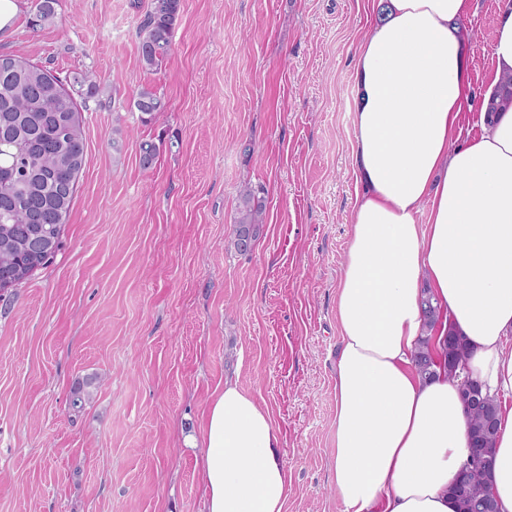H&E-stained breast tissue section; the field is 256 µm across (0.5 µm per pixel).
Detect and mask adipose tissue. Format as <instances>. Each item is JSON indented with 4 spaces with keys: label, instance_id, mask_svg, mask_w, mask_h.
<instances>
[{
    "label": "adipose tissue",
    "instance_id": "adipose-tissue-1",
    "mask_svg": "<svg viewBox=\"0 0 512 512\" xmlns=\"http://www.w3.org/2000/svg\"><path fill=\"white\" fill-rule=\"evenodd\" d=\"M354 57L355 173L336 288L332 483L343 512H456L449 493L466 461L459 378L431 379L412 355L429 288L441 345H470L465 372L504 397L491 491L512 512V104L459 145L469 89L461 24L471 0H381ZM512 73V0L492 39ZM207 512H285L288 474L266 408L225 382L201 428Z\"/></svg>",
    "mask_w": 512,
    "mask_h": 512
}]
</instances>
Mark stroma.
Returning a JSON list of instances; mask_svg holds the SVG:
<instances>
[{
  "instance_id": "1",
  "label": "stroma",
  "mask_w": 512,
  "mask_h": 512,
  "mask_svg": "<svg viewBox=\"0 0 512 512\" xmlns=\"http://www.w3.org/2000/svg\"><path fill=\"white\" fill-rule=\"evenodd\" d=\"M150 0H60L0 49L92 72L87 166L63 248L0 296V512H206L198 435L233 380L270 412L286 512H341L331 486L336 285L361 187L352 153L355 49L372 0H183L162 69L139 59ZM500 0H473L461 139L498 81ZM168 102L142 125V86ZM166 143L152 170L144 138ZM123 143L122 153L112 149ZM265 208L232 240L240 196ZM100 384L82 411L78 379ZM263 220L264 217L261 205L254 202L251 193H243L241 196V206L234 239V247L239 252H248L251 250L259 236Z\"/></svg>"
}]
</instances>
